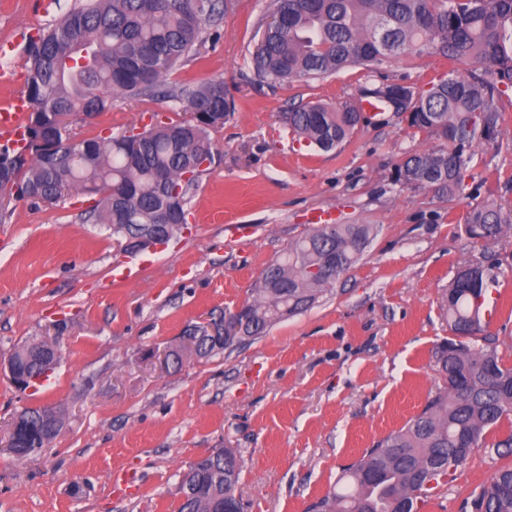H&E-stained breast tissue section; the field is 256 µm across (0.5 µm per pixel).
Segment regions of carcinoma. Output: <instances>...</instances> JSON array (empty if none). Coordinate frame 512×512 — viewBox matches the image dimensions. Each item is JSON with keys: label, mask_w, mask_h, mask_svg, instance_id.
Returning a JSON list of instances; mask_svg holds the SVG:
<instances>
[{"label": "carcinoma", "mask_w": 512, "mask_h": 512, "mask_svg": "<svg viewBox=\"0 0 512 512\" xmlns=\"http://www.w3.org/2000/svg\"><path fill=\"white\" fill-rule=\"evenodd\" d=\"M270 13L280 21L265 25L252 57L255 73L269 83L323 78L408 55L448 57L455 68L429 89L401 86L408 125L441 144L409 151L394 183L432 188L441 199L464 193L475 149L498 139L502 96L512 88V0H271ZM223 15L224 0H87L66 11L28 46L25 144L0 145V183L34 204L58 203L75 191L96 196L89 217L119 225L113 233L123 238L144 235L164 209L167 223H187V195L203 162L213 161L209 131L224 126L232 101L221 79L167 86L162 78L199 52ZM115 94L161 96L182 104L188 117L120 137L71 136V115L109 109ZM361 118L347 104L316 103L296 107L287 122L329 151ZM465 222L473 237L497 242L512 232V211L486 202L470 208ZM376 235L374 224H318L295 240L262 269L242 303L244 335L226 340L224 349L312 307L334 280L310 269L333 251L338 275L345 274ZM495 284L478 263L457 270L444 301L451 337L433 355L442 384L419 413L343 469L336 486L306 512H421L475 450L512 457V430L487 441L512 418V366L495 339L481 335L482 307ZM48 348L38 341L15 350L27 383L51 370ZM62 427L58 408L51 415L43 405L26 408L15 419L9 451L26 458ZM243 466L234 448H219L190 466L189 481L199 480L205 490H182L178 512H220L226 503L245 509L237 493ZM460 512H512V465L497 469Z\"/></svg>", "instance_id": "cac0c4a2"}]
</instances>
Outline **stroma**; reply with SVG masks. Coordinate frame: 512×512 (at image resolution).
Instances as JSON below:
<instances>
[{"instance_id": "35a3bbf8", "label": "stroma", "mask_w": 512, "mask_h": 512, "mask_svg": "<svg viewBox=\"0 0 512 512\" xmlns=\"http://www.w3.org/2000/svg\"><path fill=\"white\" fill-rule=\"evenodd\" d=\"M76 0H0V106L23 94L26 49ZM269 0H224L218 37L172 71L175 86L220 79L235 108L212 131L213 163L188 195V229L157 249L122 252L87 220V197L12 203L0 223V358L35 339L56 343L48 381L19 390L0 373V512H176L180 479L199 456L238 449L245 512H305L342 469L418 413L439 377L449 335L446 287L465 263L497 279L486 335L512 365V234L472 237L471 206L512 207V108L496 142L479 146L462 197L394 183V167L436 139L378 113L336 149L299 142L284 117L298 105L361 104L381 83L429 89L452 65L439 54L269 86L251 53ZM183 115L161 97L115 95L77 138L121 135ZM374 224L363 258L312 308L266 335L164 368L156 354L197 318L242 303L265 264L320 221ZM58 406L64 425L25 459L7 449L15 415ZM502 464L473 453L423 512H459Z\"/></svg>"}]
</instances>
